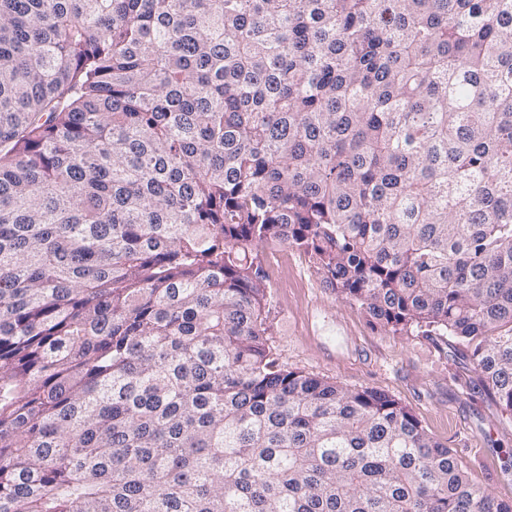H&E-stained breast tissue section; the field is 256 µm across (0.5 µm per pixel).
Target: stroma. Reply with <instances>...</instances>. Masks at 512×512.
<instances>
[{"label":"stroma","mask_w":512,"mask_h":512,"mask_svg":"<svg viewBox=\"0 0 512 512\" xmlns=\"http://www.w3.org/2000/svg\"><path fill=\"white\" fill-rule=\"evenodd\" d=\"M268 275L269 344L280 363L350 388L387 393L451 448L475 485L512 501V415L473 384L468 359L447 338L395 335L339 297L297 250L257 247Z\"/></svg>","instance_id":"obj_1"}]
</instances>
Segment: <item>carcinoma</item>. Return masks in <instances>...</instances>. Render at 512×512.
Listing matches in <instances>:
<instances>
[{
    "label": "carcinoma",
    "mask_w": 512,
    "mask_h": 512,
    "mask_svg": "<svg viewBox=\"0 0 512 512\" xmlns=\"http://www.w3.org/2000/svg\"><path fill=\"white\" fill-rule=\"evenodd\" d=\"M266 241L512 414V0H0V512H512ZM257 251L268 275V343L281 364L387 393L455 452L472 483L512 501V415L474 386L469 360L448 337L385 332L297 250L264 242Z\"/></svg>",
    "instance_id": "cac0c4a2"
}]
</instances>
